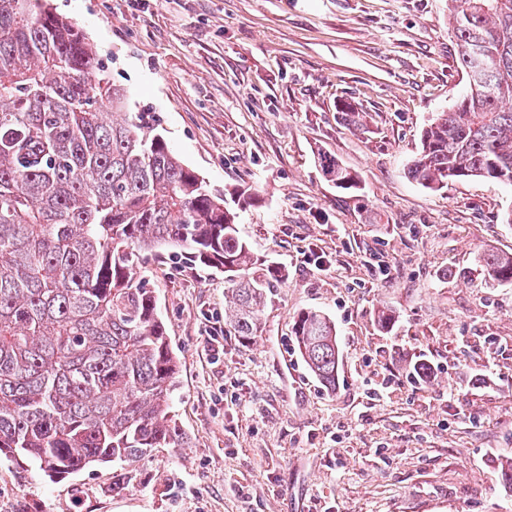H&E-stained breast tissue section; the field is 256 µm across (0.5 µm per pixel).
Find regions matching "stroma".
I'll return each instance as SVG.
<instances>
[{"label":"stroma","mask_w":512,"mask_h":512,"mask_svg":"<svg viewBox=\"0 0 512 512\" xmlns=\"http://www.w3.org/2000/svg\"><path fill=\"white\" fill-rule=\"evenodd\" d=\"M51 3L188 165L258 191L239 228L283 279L244 341L224 331L223 272L149 257L138 275L179 361L186 447L140 463L119 495L106 465L51 479L0 459V512H512L498 468L512 457V284L476 264L512 253V184L432 191L407 175L422 130L467 88L448 0ZM344 102L367 113L363 131ZM325 156L358 188H336ZM307 309L336 323L332 392L291 334Z\"/></svg>","instance_id":"stroma-1"}]
</instances>
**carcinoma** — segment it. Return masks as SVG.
<instances>
[{
	"label": "carcinoma",
	"mask_w": 512,
	"mask_h": 512,
	"mask_svg": "<svg viewBox=\"0 0 512 512\" xmlns=\"http://www.w3.org/2000/svg\"><path fill=\"white\" fill-rule=\"evenodd\" d=\"M451 37L469 73L486 64L420 137L407 174L438 191L454 180L512 184V0H448ZM349 190L359 177L326 158ZM249 187L212 186L132 110L97 46L49 0H0V458L65 478L112 466V493L133 465L187 442L175 418L178 363L153 291L136 269L166 247L225 274V330L260 332L280 267L255 258L240 212ZM492 283L512 255L483 253ZM292 336L336 391V324L299 312Z\"/></svg>",
	"instance_id": "obj_1"
}]
</instances>
